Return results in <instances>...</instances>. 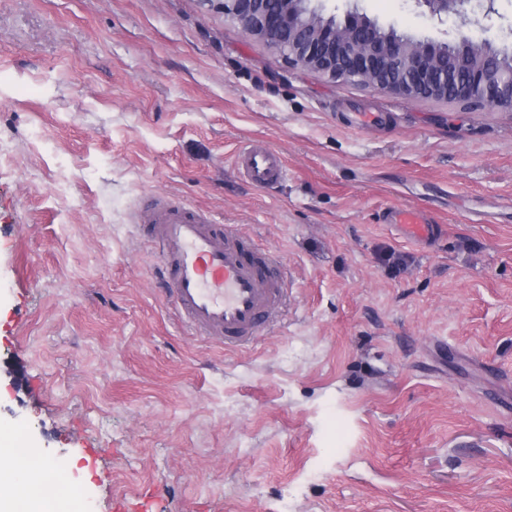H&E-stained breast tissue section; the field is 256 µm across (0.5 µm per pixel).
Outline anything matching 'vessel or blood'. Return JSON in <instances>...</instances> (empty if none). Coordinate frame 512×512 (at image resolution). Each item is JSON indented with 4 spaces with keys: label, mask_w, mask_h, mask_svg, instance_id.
Listing matches in <instances>:
<instances>
[{
    "label": "vessel or blood",
    "mask_w": 512,
    "mask_h": 512,
    "mask_svg": "<svg viewBox=\"0 0 512 512\" xmlns=\"http://www.w3.org/2000/svg\"><path fill=\"white\" fill-rule=\"evenodd\" d=\"M237 165L260 186L287 175L280 156L258 141L240 149ZM142 213L147 238L159 252L165 291L194 335L242 347L282 326L288 307L285 271L271 253L212 213L178 201L159 199ZM387 221L402 238L418 244L432 242L438 233L420 209L395 208ZM37 479L82 503L80 488L62 480L58 462H41Z\"/></svg>",
    "instance_id": "vessel-or-blood-1"
}]
</instances>
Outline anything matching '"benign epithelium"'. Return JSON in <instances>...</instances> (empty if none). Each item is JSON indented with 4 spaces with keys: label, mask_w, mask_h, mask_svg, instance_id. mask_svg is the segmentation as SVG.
Masks as SVG:
<instances>
[{
    "label": "benign epithelium",
    "mask_w": 512,
    "mask_h": 512,
    "mask_svg": "<svg viewBox=\"0 0 512 512\" xmlns=\"http://www.w3.org/2000/svg\"><path fill=\"white\" fill-rule=\"evenodd\" d=\"M224 16L248 36L265 43L293 67L315 72L336 83H352L373 91L438 102L512 112V69L504 71L485 57L492 45L487 36L469 42L475 66L461 78L448 72L436 54L437 43H382L376 27L357 9L346 12L345 31L322 21L316 11L299 21L295 2L274 7L272 0H221ZM439 22L463 15L470 0H415Z\"/></svg>",
    "instance_id": "7a95c632"
}]
</instances>
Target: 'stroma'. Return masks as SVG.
<instances>
[{
  "label": "stroma",
  "mask_w": 512,
  "mask_h": 512,
  "mask_svg": "<svg viewBox=\"0 0 512 512\" xmlns=\"http://www.w3.org/2000/svg\"><path fill=\"white\" fill-rule=\"evenodd\" d=\"M352 2L481 37L413 0L323 6ZM253 140L286 180L239 172ZM145 196L276 253L285 327L237 349L184 329ZM393 207L440 236L402 239ZM18 424L87 512H512V112L328 82L220 0H0V432Z\"/></svg>",
  "instance_id": "1"
}]
</instances>
